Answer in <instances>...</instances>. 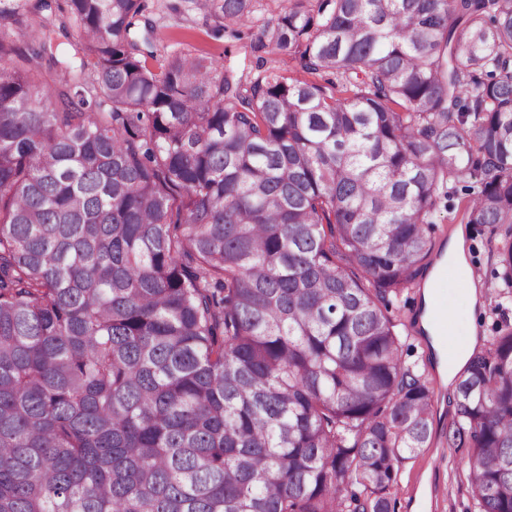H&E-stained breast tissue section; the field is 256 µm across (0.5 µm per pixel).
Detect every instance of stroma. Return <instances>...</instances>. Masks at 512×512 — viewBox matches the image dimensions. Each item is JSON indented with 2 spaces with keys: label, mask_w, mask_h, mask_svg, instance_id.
Masks as SVG:
<instances>
[{
  "label": "stroma",
  "mask_w": 512,
  "mask_h": 512,
  "mask_svg": "<svg viewBox=\"0 0 512 512\" xmlns=\"http://www.w3.org/2000/svg\"><path fill=\"white\" fill-rule=\"evenodd\" d=\"M146 3V15L154 25L157 56L186 50L199 57L220 60L251 78L268 68L293 80L307 77L297 61L274 53L266 41L259 38L261 28L278 16L277 0H257L251 18L228 29L197 9L195 0H146ZM468 230L470 265L474 274L483 280L488 293L485 309L477 315L476 321L484 336L490 337L495 335L498 326L512 324V302L498 295L502 269L492 257L499 238L482 224L469 225ZM418 300L417 289L404 291L394 300L390 314L401 335L403 360L422 368L428 354L426 343L408 328V318L417 308ZM428 378L436 401L432 443L404 463L391 490L394 510L479 512V505L464 477L467 449L448 447L442 437L443 429L456 417L455 389L443 385L436 373H429Z\"/></svg>",
  "instance_id": "obj_1"
}]
</instances>
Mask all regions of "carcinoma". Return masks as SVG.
<instances>
[{
	"instance_id": "cac0c4a2",
	"label": "carcinoma",
	"mask_w": 512,
	"mask_h": 512,
	"mask_svg": "<svg viewBox=\"0 0 512 512\" xmlns=\"http://www.w3.org/2000/svg\"><path fill=\"white\" fill-rule=\"evenodd\" d=\"M51 2L0 0V512H391L434 390L390 308L449 184L512 294V0H288L261 38L343 101L148 65L144 0H58L64 47ZM456 402L479 512H512V324Z\"/></svg>"
}]
</instances>
